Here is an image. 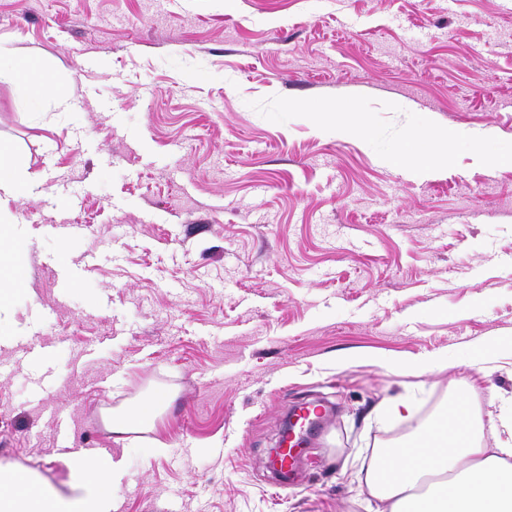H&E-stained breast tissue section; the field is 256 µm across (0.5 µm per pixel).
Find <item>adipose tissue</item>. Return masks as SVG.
I'll use <instances>...</instances> for the list:
<instances>
[{"instance_id": "obj_1", "label": "adipose tissue", "mask_w": 512, "mask_h": 512, "mask_svg": "<svg viewBox=\"0 0 512 512\" xmlns=\"http://www.w3.org/2000/svg\"><path fill=\"white\" fill-rule=\"evenodd\" d=\"M37 187L1 142L0 206ZM473 396L462 387L447 419L400 448L375 453L362 479L369 496L388 503V512H512V444L484 447ZM72 467L65 494L0 466V512H112L117 465L83 451L73 454Z\"/></svg>"}]
</instances>
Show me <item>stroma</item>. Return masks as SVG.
Instances as JSON below:
<instances>
[{"label": "stroma", "mask_w": 512, "mask_h": 512, "mask_svg": "<svg viewBox=\"0 0 512 512\" xmlns=\"http://www.w3.org/2000/svg\"><path fill=\"white\" fill-rule=\"evenodd\" d=\"M0 42L52 85L0 83L41 184L4 211L0 465L64 490L70 449H107L116 512H378L363 462L460 384L507 441L512 351L479 357L512 336V0H0ZM159 391L154 428L98 426ZM310 400L331 414L275 488ZM13 229L10 224L0 225V301L1 304L8 295L10 284H14L10 267L4 260V253L13 250ZM327 411L320 405L303 404L291 412L290 430L284 431L280 440V455L273 456L271 467L288 475L291 482L299 474L304 462V445L311 439L313 423L323 422ZM303 446L300 448V446Z\"/></svg>", "instance_id": "stroma-1"}]
</instances>
